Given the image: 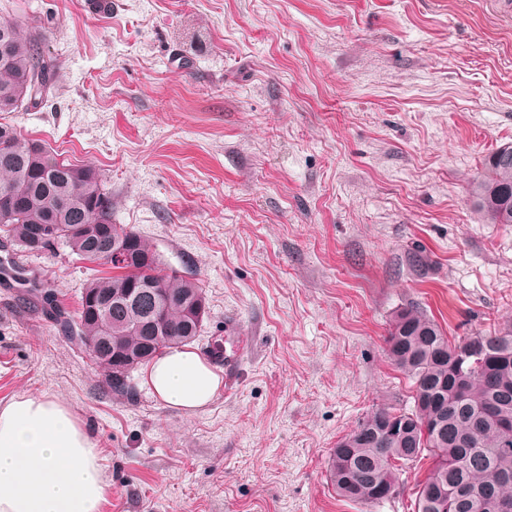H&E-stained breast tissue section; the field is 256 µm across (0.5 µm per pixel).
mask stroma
Wrapping results in <instances>:
<instances>
[{
	"label": "stroma",
	"mask_w": 512,
	"mask_h": 512,
	"mask_svg": "<svg viewBox=\"0 0 512 512\" xmlns=\"http://www.w3.org/2000/svg\"><path fill=\"white\" fill-rule=\"evenodd\" d=\"M38 27L58 75L25 135L98 170L133 228L206 299L193 343L216 370L246 337L234 389L186 414L130 376L116 395L0 287V407L46 394L91 436L101 512H414L343 501L328 463L381 406L411 407L387 358L401 307L448 338L512 328V224L470 184L512 145L507 0H0ZM417 254L420 268L406 259ZM15 261L76 307L98 264L67 248Z\"/></svg>",
	"instance_id": "obj_1"
}]
</instances>
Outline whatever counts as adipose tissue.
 <instances>
[{
    "label": "adipose tissue",
    "instance_id": "obj_1",
    "mask_svg": "<svg viewBox=\"0 0 512 512\" xmlns=\"http://www.w3.org/2000/svg\"><path fill=\"white\" fill-rule=\"evenodd\" d=\"M144 383L190 413L212 401L221 379L197 350L181 347L151 362ZM104 494L98 452L61 401L28 396L0 407V512H100Z\"/></svg>",
    "mask_w": 512,
    "mask_h": 512
}]
</instances>
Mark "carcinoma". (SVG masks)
Wrapping results in <instances>:
<instances>
[{
	"instance_id": "1",
	"label": "carcinoma",
	"mask_w": 512,
	"mask_h": 512,
	"mask_svg": "<svg viewBox=\"0 0 512 512\" xmlns=\"http://www.w3.org/2000/svg\"><path fill=\"white\" fill-rule=\"evenodd\" d=\"M57 70L43 38L26 33L19 20H0V198L11 199L8 210L0 208V225L28 252L61 243L86 260L98 239L83 234L82 228L98 224L108 237L129 240L149 258L139 264L114 261L111 274L86 280L85 292L105 304L98 321L64 316L59 306L38 303L72 342L78 336L96 342L104 329L112 331V343L125 358L111 359L103 344L101 360L110 372L112 391L128 396L134 391L128 380L134 366L200 336L205 297L198 282L165 266L130 227L112 223V197L96 169L65 161L6 117L41 107ZM470 195L488 223L512 224L511 145L484 158ZM40 227L51 233L33 245L29 236ZM152 283L168 298L161 322L152 314L150 294L142 295L137 309L127 304L129 295L150 289ZM387 343L391 363L412 382L413 409L379 407L345 436L350 444L346 457L330 460L336 494L374 504L377 486L397 493L401 466L425 453L433 466L419 484L415 512H477L482 501L512 502V431L498 424L503 417L512 419V329L451 341L434 319L411 305L396 311ZM460 375L468 385L458 401L453 388ZM435 414L444 424L441 437L425 426ZM393 419L403 425L394 434L385 430Z\"/></svg>"
}]
</instances>
